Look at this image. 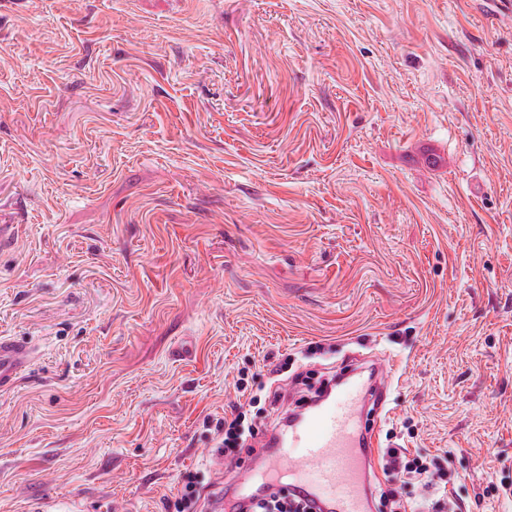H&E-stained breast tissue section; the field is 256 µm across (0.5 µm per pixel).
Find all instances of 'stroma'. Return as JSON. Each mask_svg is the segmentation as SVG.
<instances>
[{
  "label": "stroma",
  "instance_id": "stroma-1",
  "mask_svg": "<svg viewBox=\"0 0 512 512\" xmlns=\"http://www.w3.org/2000/svg\"><path fill=\"white\" fill-rule=\"evenodd\" d=\"M0 512H175L238 380L390 356L380 434L512 512V15L490 0L0 8ZM33 357V349L13 338L0 337V391L13 388Z\"/></svg>",
  "mask_w": 512,
  "mask_h": 512
}]
</instances>
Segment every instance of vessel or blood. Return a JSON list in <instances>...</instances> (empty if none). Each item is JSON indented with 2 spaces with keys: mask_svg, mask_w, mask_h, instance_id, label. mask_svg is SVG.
<instances>
[{
  "mask_svg": "<svg viewBox=\"0 0 512 512\" xmlns=\"http://www.w3.org/2000/svg\"><path fill=\"white\" fill-rule=\"evenodd\" d=\"M32 357L29 345L0 337V391L17 384ZM388 368L385 360L373 359L372 387L353 378L297 425L261 439L262 469L247 483L221 479L222 488L242 498L260 485L275 487L286 479L318 512H365L368 476L378 469L380 433L363 422L361 409L371 400L384 406Z\"/></svg>",
  "mask_w": 512,
  "mask_h": 512,
  "instance_id": "1",
  "label": "vessel or blood"
}]
</instances>
